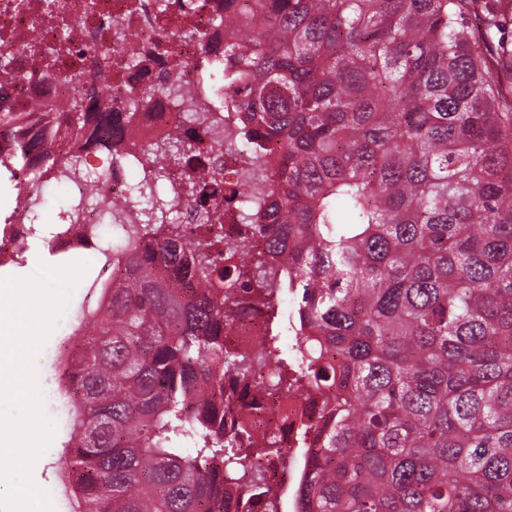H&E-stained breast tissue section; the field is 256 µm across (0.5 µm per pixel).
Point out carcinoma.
<instances>
[{
  "instance_id": "1",
  "label": "carcinoma",
  "mask_w": 512,
  "mask_h": 512,
  "mask_svg": "<svg viewBox=\"0 0 512 512\" xmlns=\"http://www.w3.org/2000/svg\"><path fill=\"white\" fill-rule=\"evenodd\" d=\"M507 25L512 0H224V153L251 163L260 199L224 182L221 157L158 193L195 161L196 133L150 146L139 242L121 225L78 371L61 373L75 512H228L224 484L281 454L224 434V373L249 372L224 346L235 288L268 311L275 386L304 378L323 397L295 512H512ZM178 92L160 80L127 104ZM65 108L57 127L124 152L112 124L128 118L81 94ZM83 149L34 170L19 140L0 168L28 210L44 176L83 173ZM221 199L262 246L214 233ZM183 207L202 215L190 237Z\"/></svg>"
}]
</instances>
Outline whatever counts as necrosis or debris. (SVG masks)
<instances>
[{"instance_id":"1","label":"necrosis or debris","mask_w":512,"mask_h":512,"mask_svg":"<svg viewBox=\"0 0 512 512\" xmlns=\"http://www.w3.org/2000/svg\"><path fill=\"white\" fill-rule=\"evenodd\" d=\"M0 0V112H27L28 141L65 152L69 143L54 137L46 116L61 111L74 92L71 75H87L97 65L95 50L109 48L121 56H136L138 67L113 72L107 85L112 109L126 110L131 90L144 87L156 75H165L180 89V99L154 96L131 113L125 131L122 158L86 161L83 176L64 178L75 222L57 225L51 247L61 254L75 251L99 257L109 243L90 233L97 217L113 198H127L128 175L137 169L145 149L182 129L194 117L195 146L208 157L223 143L226 130L216 115L224 110V91L212 76L224 68V0ZM104 173L109 188L93 199L84 185L95 173ZM264 307L246 301L238 319L224 331V344L249 355L252 368L247 384L224 383V424L257 437L275 438L277 458L255 460L251 472L240 475V491L233 494L230 512H270L265 491L279 494L294 487L308 463L299 451L296 424H318L322 400L305 389L281 390L270 385L271 362L259 343L266 334Z\"/></svg>"}]
</instances>
